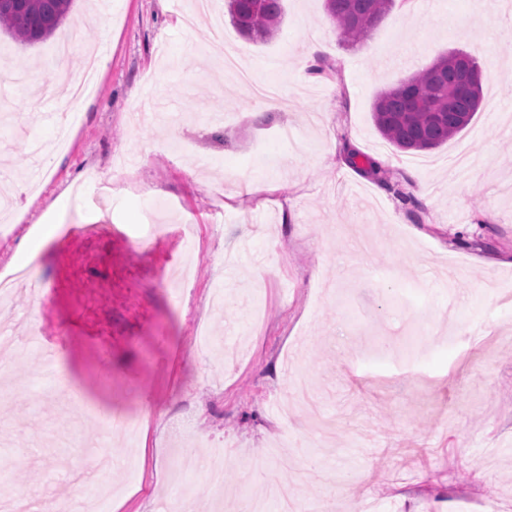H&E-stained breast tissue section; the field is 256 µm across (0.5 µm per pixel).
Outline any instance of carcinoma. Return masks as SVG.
I'll list each match as a JSON object with an SVG mask.
<instances>
[{
    "mask_svg": "<svg viewBox=\"0 0 512 512\" xmlns=\"http://www.w3.org/2000/svg\"><path fill=\"white\" fill-rule=\"evenodd\" d=\"M73 0H0V30L20 45L41 42L60 28ZM395 5V0H325L324 10L339 40L364 41ZM238 33L253 42L273 39L282 20L281 0H227ZM481 70L470 53L454 49L429 66L381 91L372 116L382 138L400 151L437 148L455 138L472 120L483 101V86L468 89V78ZM345 161L363 173L387 180L371 158L353 152Z\"/></svg>",
    "mask_w": 512,
    "mask_h": 512,
    "instance_id": "obj_1",
    "label": "carcinoma"
}]
</instances>
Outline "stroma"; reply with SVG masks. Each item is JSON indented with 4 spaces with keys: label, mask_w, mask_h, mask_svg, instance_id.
<instances>
[{
    "label": "stroma",
    "mask_w": 512,
    "mask_h": 512,
    "mask_svg": "<svg viewBox=\"0 0 512 512\" xmlns=\"http://www.w3.org/2000/svg\"><path fill=\"white\" fill-rule=\"evenodd\" d=\"M193 0H74L56 36L0 33L33 84L0 68V187L19 231L0 267L49 225L37 284L0 302V330L61 336L58 362L83 406L48 390L35 351L0 352V446L20 463L0 486L76 501L74 478L110 450L125 494L106 512H158L182 488L197 512H244L269 481L305 512H505L512 506V16L494 0H396L363 44L339 42L324 0H282L275 38L254 43ZM223 37L214 40V16ZM70 70L87 51L101 77L78 105L79 133L46 157L37 197L21 189L37 136L54 132ZM315 47L311 73L302 56ZM461 49L488 79L470 125L448 144L400 152L372 118L375 96ZM313 64V65H314ZM191 148L170 149V127ZM297 140L280 141L281 127ZM223 129V140L213 137ZM386 160L381 183L349 166L342 141ZM307 379L339 425L326 439L304 410ZM145 445H108L111 421ZM228 450L224 483L193 436Z\"/></svg>",
    "instance_id": "35a3bbf8"
}]
</instances>
